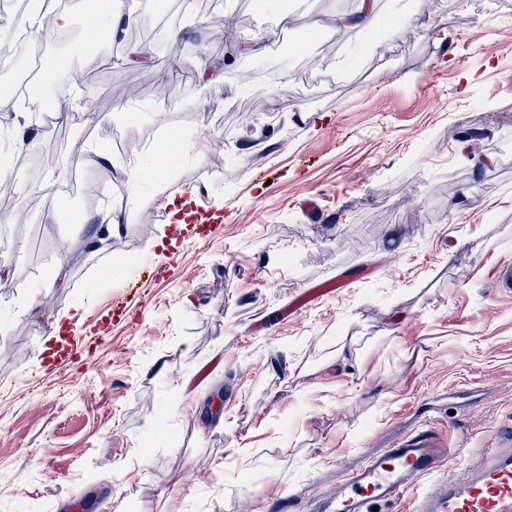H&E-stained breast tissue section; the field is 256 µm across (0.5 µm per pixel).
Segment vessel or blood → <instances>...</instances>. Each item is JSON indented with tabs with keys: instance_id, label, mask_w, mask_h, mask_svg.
<instances>
[{
	"instance_id": "vessel-or-blood-1",
	"label": "vessel or blood",
	"mask_w": 512,
	"mask_h": 512,
	"mask_svg": "<svg viewBox=\"0 0 512 512\" xmlns=\"http://www.w3.org/2000/svg\"><path fill=\"white\" fill-rule=\"evenodd\" d=\"M340 287V282L332 281L301 291L288 311L273 317V324L296 316ZM447 457L436 433L423 429L366 457L333 492L314 498L308 512H374L379 504L405 499L411 502L408 512H512V435L486 449L483 462L462 477L441 474ZM430 475L435 478L431 488L415 491L416 481Z\"/></svg>"
}]
</instances>
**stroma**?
<instances>
[{
	"instance_id": "stroma-1",
	"label": "stroma",
	"mask_w": 512,
	"mask_h": 512,
	"mask_svg": "<svg viewBox=\"0 0 512 512\" xmlns=\"http://www.w3.org/2000/svg\"><path fill=\"white\" fill-rule=\"evenodd\" d=\"M376 26L335 35L356 0H214L212 18L160 24L121 0L149 47L122 59L69 0L60 37L28 31L35 92L75 91L67 123L35 121L39 160L112 130L137 156L56 195L72 173L12 165L0 212V512H282L280 493L331 491L365 455L439 419L458 476L512 429V0H371ZM273 43L257 54L256 32ZM205 60L217 72L200 81ZM290 73L258 91L255 63ZM140 90L136 109L119 97ZM99 99L96 123L83 101ZM185 200L175 223L156 197ZM142 204L89 248V220ZM319 196L330 217L305 223ZM78 220L51 223V198ZM24 260H17V253ZM348 283L275 327L304 288ZM43 303L25 309L28 289ZM67 320L59 339L51 332ZM357 339L359 360L330 356ZM81 343L55 367L53 356ZM212 362L204 381L194 374Z\"/></svg>"
}]
</instances>
